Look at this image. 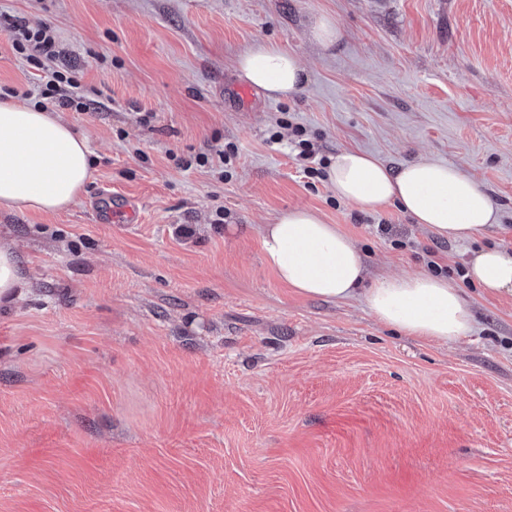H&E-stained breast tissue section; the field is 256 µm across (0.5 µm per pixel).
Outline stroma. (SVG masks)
Wrapping results in <instances>:
<instances>
[{
    "label": "stroma",
    "mask_w": 512,
    "mask_h": 512,
    "mask_svg": "<svg viewBox=\"0 0 512 512\" xmlns=\"http://www.w3.org/2000/svg\"><path fill=\"white\" fill-rule=\"evenodd\" d=\"M41 24L92 102L59 112L92 177L65 212L0 210L27 281L0 307V512H512V290L457 274L512 254V0H0V90L32 103L12 38ZM258 45L299 56L300 93L241 97ZM285 118L329 159L457 166L500 223L456 244L340 201ZM229 143L227 168L194 164ZM117 197L133 223L97 219ZM297 206L373 279L440 250L472 336L430 344L280 282L258 228ZM297 147L300 148V152L298 153L299 158L304 161H307L308 164L318 165L319 168L311 165H306L303 168V172L308 178H324L326 177V173L324 169L326 168V159L321 157L317 161L316 151L314 150L313 145L307 139H300L297 142Z\"/></svg>",
    "instance_id": "obj_1"
}]
</instances>
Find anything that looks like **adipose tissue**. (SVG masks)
Returning a JSON list of instances; mask_svg holds the SVG:
<instances>
[{
    "label": "adipose tissue",
    "instance_id": "ef3b65f1",
    "mask_svg": "<svg viewBox=\"0 0 512 512\" xmlns=\"http://www.w3.org/2000/svg\"><path fill=\"white\" fill-rule=\"evenodd\" d=\"M241 82L268 97L299 93L307 70L293 53L258 46L236 59ZM87 139L56 113L10 97L0 102V208L37 213L68 210L92 176ZM332 192L366 211L395 204L451 242H465L496 224L489 197L459 168L423 159L399 169L374 156L344 148L327 171ZM268 265L301 295L358 299L383 325L419 340L445 345L468 338L471 316L459 288L448 278L424 272L368 280L354 241L313 210L293 208L261 228ZM468 278L489 290L512 288V256L480 250Z\"/></svg>",
    "mask_w": 512,
    "mask_h": 512
}]
</instances>
